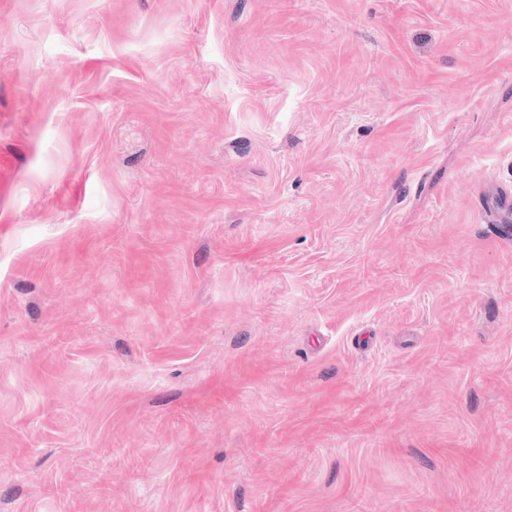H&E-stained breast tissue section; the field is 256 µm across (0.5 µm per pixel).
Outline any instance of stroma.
Listing matches in <instances>:
<instances>
[{
  "label": "stroma",
  "instance_id": "1",
  "mask_svg": "<svg viewBox=\"0 0 512 512\" xmlns=\"http://www.w3.org/2000/svg\"><path fill=\"white\" fill-rule=\"evenodd\" d=\"M512 0H0V512H512ZM489 223L498 224L495 229L501 236H512V194L508 188L497 191L483 206Z\"/></svg>",
  "mask_w": 512,
  "mask_h": 512
}]
</instances>
